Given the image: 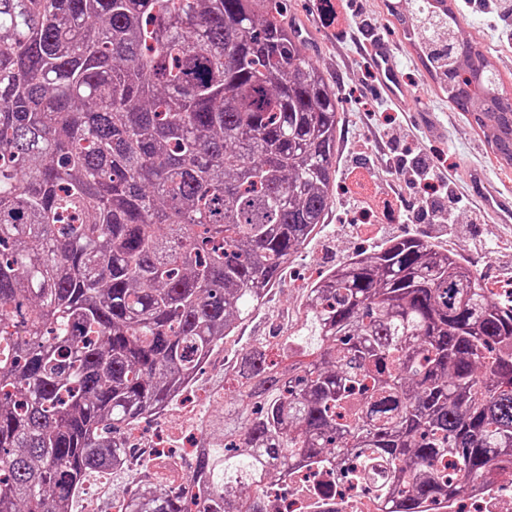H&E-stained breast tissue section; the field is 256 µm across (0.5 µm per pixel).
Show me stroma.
Masks as SVG:
<instances>
[{"mask_svg": "<svg viewBox=\"0 0 512 512\" xmlns=\"http://www.w3.org/2000/svg\"><path fill=\"white\" fill-rule=\"evenodd\" d=\"M344 8L351 22L364 23L367 33L380 34L391 43L400 61V76L411 107L400 111L392 129L395 147L382 145V118L376 115L375 109L384 105L385 100L376 89L371 65L359 51L357 36L337 37L335 28L324 20L321 0H290L289 14L300 31L304 54L324 71L340 98L336 192L324 224L289 264L265 306L235 336L225 340V357H233L252 339L280 335L288 320L297 314L300 290L314 271L343 261L355 252L374 250L393 236L422 232L439 246L455 245L460 254L476 261L492 277L512 280V215H493L478 196H472L471 208L450 228L437 224H389L379 233L369 228L362 234H353L349 226L352 212L348 207L353 169L365 171L366 191L381 193L388 185L399 182L400 155L420 149L441 167L459 192L470 194L469 173L477 168L486 175L488 193L512 198V168L503 167L496 160L486 133L449 106L437 82L422 65L415 47L403 37L384 0H346ZM460 32L463 37L480 43L505 90L512 93V44L503 42L493 16L475 2L465 11ZM420 106L432 109L440 126L439 135H431L420 123L416 113ZM358 140L368 142L371 150L355 159L351 148ZM195 433V427L177 406L142 424L139 431L141 438L162 435L176 446Z\"/></svg>", "mask_w": 512, "mask_h": 512, "instance_id": "1", "label": "stroma"}]
</instances>
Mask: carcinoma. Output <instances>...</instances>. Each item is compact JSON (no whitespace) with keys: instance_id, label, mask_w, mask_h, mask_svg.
Returning a JSON list of instances; mask_svg holds the SVG:
<instances>
[{"instance_id":"cac0c4a2","label":"carcinoma","mask_w":512,"mask_h":512,"mask_svg":"<svg viewBox=\"0 0 512 512\" xmlns=\"http://www.w3.org/2000/svg\"><path fill=\"white\" fill-rule=\"evenodd\" d=\"M288 0H0V512H271L346 467L375 512H439L512 477V299L423 235L301 289L243 347L174 486L127 465L324 224L339 98ZM391 15L512 166V94L458 0Z\"/></svg>"}]
</instances>
